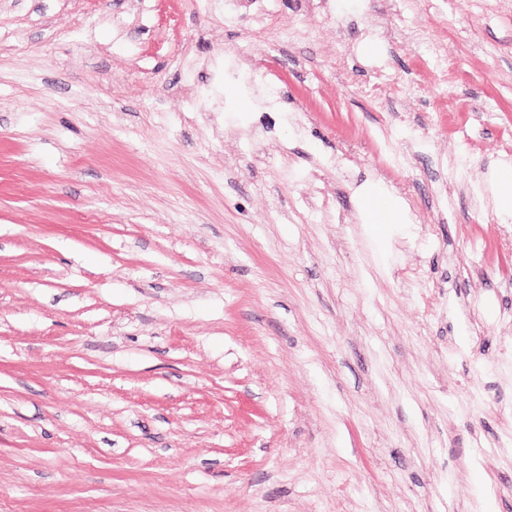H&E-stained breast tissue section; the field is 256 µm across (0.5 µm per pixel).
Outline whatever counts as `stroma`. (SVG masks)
<instances>
[{
    "label": "stroma",
    "instance_id": "obj_1",
    "mask_svg": "<svg viewBox=\"0 0 512 512\" xmlns=\"http://www.w3.org/2000/svg\"><path fill=\"white\" fill-rule=\"evenodd\" d=\"M509 165L512 0H0V512H512ZM506 177H503V176ZM512 167L506 166L501 169V174L498 172L496 176L497 192L496 198L500 210L512 211ZM373 196H379L382 198L383 207L379 210H373L365 206V209L369 215L371 223L375 225L378 230H380V228H386L390 224H401L404 222V209L395 197L384 190L375 189L367 196L366 199L368 200ZM388 211L394 212V216L391 219L388 217Z\"/></svg>",
    "mask_w": 512,
    "mask_h": 512
}]
</instances>
